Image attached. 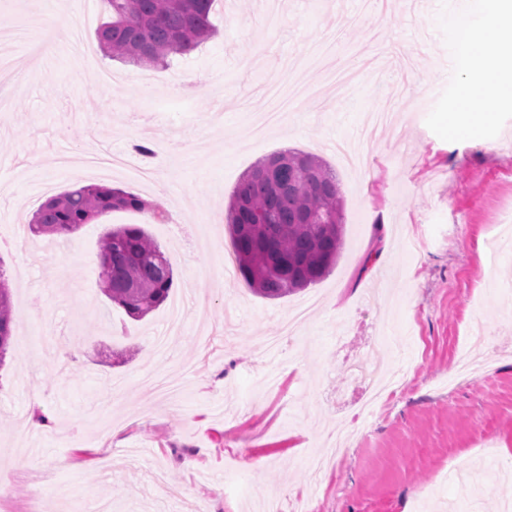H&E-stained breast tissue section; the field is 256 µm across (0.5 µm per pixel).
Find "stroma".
Listing matches in <instances>:
<instances>
[{"instance_id":"1","label":"stroma","mask_w":512,"mask_h":512,"mask_svg":"<svg viewBox=\"0 0 512 512\" xmlns=\"http://www.w3.org/2000/svg\"><path fill=\"white\" fill-rule=\"evenodd\" d=\"M61 20L87 15L93 63L68 48L39 54L15 40L13 67L29 64L24 93L0 107V264L12 291L14 338L0 364V512H253L261 487L284 512H502L499 466L512 448V98L476 97L448 126V108L472 75L456 52L449 10L463 0H214V35L170 66L110 59L97 30L107 0H47ZM340 34L332 61L357 71L344 93L320 66L301 100L255 143L252 101L269 75L323 33ZM266 52L254 56L256 43ZM112 73L103 98L102 71ZM210 82L188 104L175 88ZM174 136L161 162L165 190L119 172L95 183L180 214L176 223L107 213L68 243L16 238L49 196L83 180L59 157L131 151L129 118ZM318 156L340 181L344 248L319 283L280 299L253 294L238 268L224 214L242 176L270 154ZM143 225L170 257L171 298L190 299L175 349L145 357L170 311L128 318L98 287L101 236ZM317 306L298 351L276 355L287 399L254 375L258 341L280 332L301 301ZM492 333V347L479 338ZM46 336L51 361L31 358ZM83 341L74 349L75 341ZM359 353L403 359L407 383L358 416L362 391L345 366ZM40 386L51 420L29 428L28 394ZM51 473L34 485L36 472ZM184 496L169 498L157 478Z\"/></svg>"}]
</instances>
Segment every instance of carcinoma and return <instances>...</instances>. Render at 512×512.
Instances as JSON below:
<instances>
[{"label": "carcinoma", "instance_id": "carcinoma-1", "mask_svg": "<svg viewBox=\"0 0 512 512\" xmlns=\"http://www.w3.org/2000/svg\"><path fill=\"white\" fill-rule=\"evenodd\" d=\"M112 20L98 32L113 59L137 66L165 64L194 50L213 32L214 0H107ZM336 174L318 157L284 150L258 163L237 185L224 215L239 271L255 294L278 299L321 281L343 245V208ZM132 210L157 218L163 210L137 195L85 184L49 199L34 214V234L72 235L98 217ZM99 289L139 320L163 304L173 268L139 224L108 231L99 242ZM14 319L10 289L0 268V358Z\"/></svg>", "mask_w": 512, "mask_h": 512}]
</instances>
